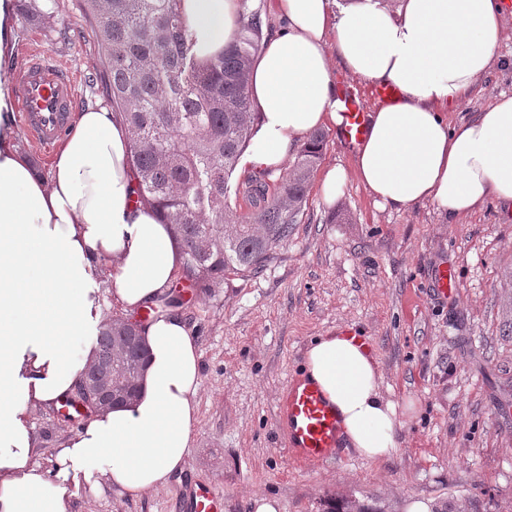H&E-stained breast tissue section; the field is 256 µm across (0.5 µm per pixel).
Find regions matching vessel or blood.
<instances>
[{
	"mask_svg": "<svg viewBox=\"0 0 512 512\" xmlns=\"http://www.w3.org/2000/svg\"><path fill=\"white\" fill-rule=\"evenodd\" d=\"M22 123L42 154H50L69 129L76 104V80L54 55L47 52L24 57L17 72ZM343 122L336 135L358 144L367 134L368 116L359 93L338 90ZM437 296L451 298L456 287L452 267L440 264L432 271ZM276 418L287 432V447L294 460L320 465L333 460L340 446L341 428L335 407L320 389L306 380L287 381L277 405ZM189 512H222L223 501L209 487L200 485L189 497Z\"/></svg>",
	"mask_w": 512,
	"mask_h": 512,
	"instance_id": "vessel-or-blood-1",
	"label": "vessel or blood"
}]
</instances>
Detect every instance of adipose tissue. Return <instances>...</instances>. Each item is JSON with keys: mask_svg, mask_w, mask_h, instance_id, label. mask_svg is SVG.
<instances>
[{"mask_svg": "<svg viewBox=\"0 0 512 512\" xmlns=\"http://www.w3.org/2000/svg\"><path fill=\"white\" fill-rule=\"evenodd\" d=\"M281 25L250 69L258 119L245 170L281 174L317 129L339 125L336 73L400 93L376 105L352 169L320 177L334 204L355 177L375 203L399 211L434 204L449 222L496 201L512 217V94L452 122L501 58L503 0H275ZM184 33L200 59L223 51L240 23V0H181ZM14 0H0V512H65L68 487L111 488L138 499L166 487L185 464L198 423L196 336L164 301L184 265L170 225L135 205L130 131L106 108L76 116L48 172L17 145L15 88L3 64L16 43ZM112 267L124 317L153 309L142 327L147 364L129 404L89 412L35 463L33 410L73 394L102 303L95 273ZM304 373L341 418V442L369 461L390 457L402 427L367 347L336 331L317 337Z\"/></svg>", "mask_w": 512, "mask_h": 512, "instance_id": "obj_1", "label": "adipose tissue"}]
</instances>
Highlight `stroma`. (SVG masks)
<instances>
[{"label": "stroma", "mask_w": 512, "mask_h": 512, "mask_svg": "<svg viewBox=\"0 0 512 512\" xmlns=\"http://www.w3.org/2000/svg\"><path fill=\"white\" fill-rule=\"evenodd\" d=\"M16 30L11 69L25 53H52L78 77V110L106 105L103 87L86 85L100 59L80 0H56L49 17H17ZM501 55L453 121L512 93V11ZM309 205L261 273L212 293L179 284L202 387L178 479L137 500L84 490L66 496V512H179L192 484L223 496V512H252L255 495L276 498L279 512H322L342 497L380 512H408L414 500L431 512L446 502L455 512H512V219L492 202L454 224L430 203L382 209L354 179L335 207L315 194ZM441 260L457 271L450 301L430 282ZM344 325L369 338L384 397L406 408L399 447L382 461L343 449L306 466L288 454L276 406L310 342ZM31 422L41 465L79 425L53 407Z\"/></svg>", "instance_id": "stroma-1"}]
</instances>
